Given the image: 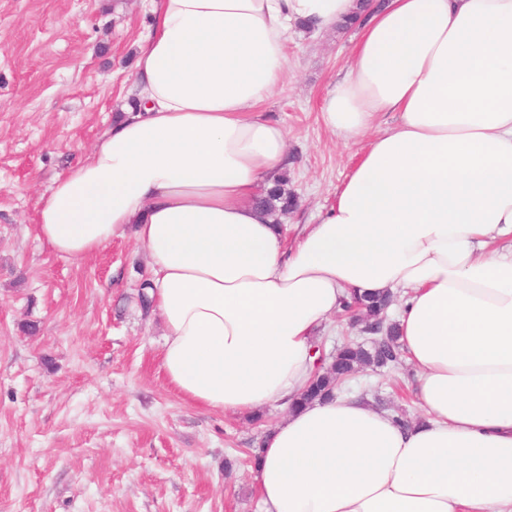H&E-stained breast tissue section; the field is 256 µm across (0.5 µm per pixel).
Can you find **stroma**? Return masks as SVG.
I'll use <instances>...</instances> for the list:
<instances>
[{"label":"stroma","instance_id":"35a3bbf8","mask_svg":"<svg viewBox=\"0 0 512 512\" xmlns=\"http://www.w3.org/2000/svg\"><path fill=\"white\" fill-rule=\"evenodd\" d=\"M143 0H0V512H260L249 454L262 423L184 400L158 370L161 322L138 300L150 272L133 239L75 264L37 238L57 176L81 163L131 100ZM357 28L287 47L288 81L262 106L288 132L287 241L316 223L361 144L319 120ZM408 362L364 369L345 390L420 417ZM232 469H225L226 460Z\"/></svg>","mask_w":512,"mask_h":512}]
</instances>
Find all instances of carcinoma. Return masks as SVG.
Masks as SVG:
<instances>
[{
  "label": "carcinoma",
  "instance_id": "1",
  "mask_svg": "<svg viewBox=\"0 0 512 512\" xmlns=\"http://www.w3.org/2000/svg\"><path fill=\"white\" fill-rule=\"evenodd\" d=\"M288 179L280 177L276 186L257 199V205L275 214H286L295 206V198L284 185ZM391 302V295H363L355 297L351 304H345L346 311L355 317L375 335L370 345L365 346L346 340L336 347L331 360L314 374V377L301 395V402L333 396L353 376L366 366H397L401 362V345L397 325L386 323L385 310Z\"/></svg>",
  "mask_w": 512,
  "mask_h": 512
}]
</instances>
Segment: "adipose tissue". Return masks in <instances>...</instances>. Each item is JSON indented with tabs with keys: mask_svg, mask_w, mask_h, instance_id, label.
Returning a JSON list of instances; mask_svg holds the SVG:
<instances>
[{
	"mask_svg": "<svg viewBox=\"0 0 512 512\" xmlns=\"http://www.w3.org/2000/svg\"><path fill=\"white\" fill-rule=\"evenodd\" d=\"M148 5L136 104L54 180L39 240L80 263L132 237L165 381L210 411L287 408L254 467L263 512H512V0ZM356 11L320 119L372 139L287 248L256 206L288 167L287 131L259 109L294 23L318 33ZM398 288L422 419L343 393L293 408L316 331L352 295Z\"/></svg>",
	"mask_w": 512,
	"mask_h": 512,
	"instance_id": "adipose-tissue-1",
	"label": "adipose tissue"
}]
</instances>
